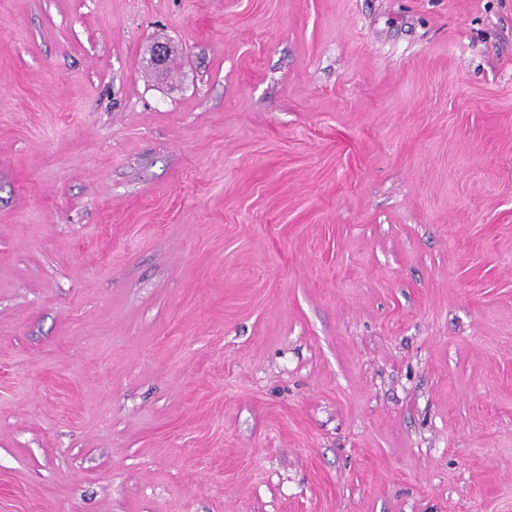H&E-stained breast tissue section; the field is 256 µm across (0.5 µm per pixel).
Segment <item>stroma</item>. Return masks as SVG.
<instances>
[{"mask_svg":"<svg viewBox=\"0 0 512 512\" xmlns=\"http://www.w3.org/2000/svg\"><path fill=\"white\" fill-rule=\"evenodd\" d=\"M0 512H512V0H0Z\"/></svg>","mask_w":512,"mask_h":512,"instance_id":"obj_1","label":"stroma"}]
</instances>
